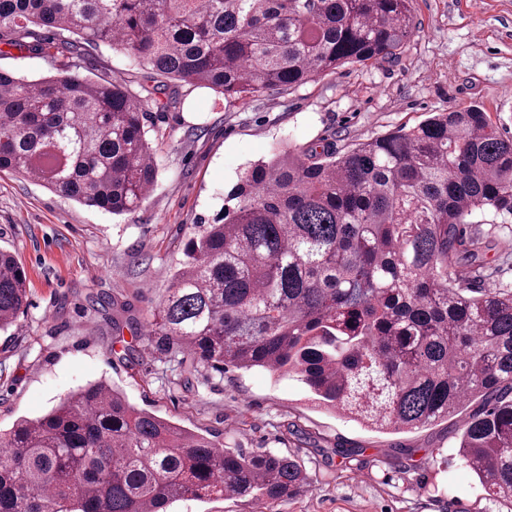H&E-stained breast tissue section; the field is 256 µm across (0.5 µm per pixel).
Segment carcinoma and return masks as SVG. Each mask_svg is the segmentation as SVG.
I'll use <instances>...</instances> for the list:
<instances>
[{"instance_id":"cac0c4a2","label":"carcinoma","mask_w":512,"mask_h":512,"mask_svg":"<svg viewBox=\"0 0 512 512\" xmlns=\"http://www.w3.org/2000/svg\"><path fill=\"white\" fill-rule=\"evenodd\" d=\"M411 0H0V44L52 60L0 69V171L86 206L134 211L157 181L148 97L76 69L100 43L228 99L396 58ZM197 224L152 345L222 369L294 374L319 406L379 432L460 416L454 449L512 510V287L485 277L476 214L512 216V137L479 106L338 156L284 150ZM0 250V332L27 302ZM475 400L483 409L467 413ZM0 512H167L184 498L276 502L310 487L294 459L231 450L131 405L104 381L0 432ZM12 55L0 57V68L15 72L29 79L51 75L56 72L50 62L43 58H18L19 53L11 50Z\"/></svg>"}]
</instances>
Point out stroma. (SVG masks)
<instances>
[{
  "instance_id": "1",
  "label": "stroma",
  "mask_w": 512,
  "mask_h": 512,
  "mask_svg": "<svg viewBox=\"0 0 512 512\" xmlns=\"http://www.w3.org/2000/svg\"><path fill=\"white\" fill-rule=\"evenodd\" d=\"M416 34L397 59L347 65L293 90L241 103L179 86L146 105L158 176L147 198L120 216L68 199L22 175L0 172V249L27 275L29 307L0 333V430L42 415L100 379L131 404L229 448H263L297 460L312 479L297 496L184 499L170 512H502L485 499L450 448L452 421L381 433L309 401L303 384L259 368L217 372L153 351L142 331L161 304L191 228L212 224L247 166L291 147L345 152L415 126L431 113L479 105L512 136V0H412ZM133 90L156 73L123 51L88 47L82 76L105 73ZM490 243L485 285L512 284V222L472 223ZM111 305H97L100 297ZM139 350L129 365L126 348Z\"/></svg>"
}]
</instances>
